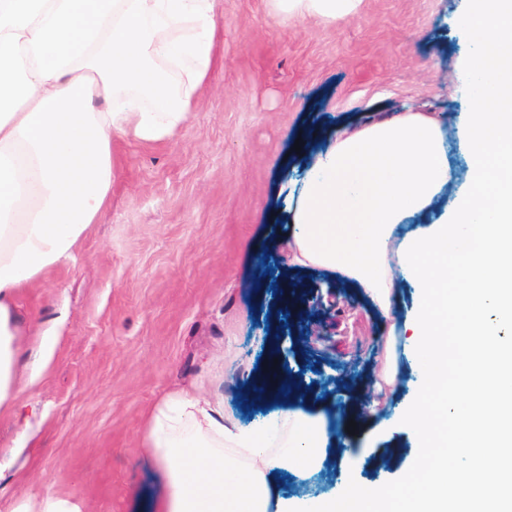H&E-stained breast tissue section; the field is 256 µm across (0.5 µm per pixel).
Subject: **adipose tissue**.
Listing matches in <instances>:
<instances>
[{
    "instance_id": "adipose-tissue-1",
    "label": "adipose tissue",
    "mask_w": 512,
    "mask_h": 512,
    "mask_svg": "<svg viewBox=\"0 0 512 512\" xmlns=\"http://www.w3.org/2000/svg\"><path fill=\"white\" fill-rule=\"evenodd\" d=\"M284 18L333 24L363 0H270ZM217 0H0V409L19 397L26 322L17 294L59 263L112 190V137L150 143L182 126L216 67ZM477 46L464 143L470 187L447 221L408 242L397 225L427 211L451 171L440 125L415 112L343 133L311 162L282 214L303 266L338 269L380 309L392 271L427 302L420 332L426 400L412 407L425 445L408 492L349 484L300 512H476L512 458V350L483 313L512 323V0H472L460 19ZM145 438L165 472L155 512H290L270 474L318 471L322 416L274 413L260 427L224 420L223 400L167 395ZM462 461L465 472L449 470Z\"/></svg>"
}]
</instances>
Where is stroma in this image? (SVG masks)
<instances>
[{
	"mask_svg": "<svg viewBox=\"0 0 512 512\" xmlns=\"http://www.w3.org/2000/svg\"><path fill=\"white\" fill-rule=\"evenodd\" d=\"M470 0H364L329 27L284 19L268 0H218L216 72L186 122L160 143L112 139V191L74 250L17 300L40 319L22 333L30 353L55 335L53 361L33 395L0 410V512L46 492L81 512H152L166 477L143 436L151 411L175 391L223 397L225 421L256 425L295 408L324 414L322 469L278 474L280 496L320 501L342 483L392 490L407 482L418 436L406 419L421 401L415 346L353 354L379 314L340 272L290 267L294 288L323 313L310 349L282 339L277 355L255 329L273 297L252 258L292 234L276 210L299 190L294 144L317 126L318 148L380 112H419L443 127L454 178L431 210L401 225L427 231L467 187L459 143L473 108L463 68L472 45L455 24ZM393 321L423 318L411 272L395 271ZM279 362L283 386L244 392L238 377ZM354 435H347L348 424Z\"/></svg>",
	"mask_w": 512,
	"mask_h": 512,
	"instance_id": "35a3bbf8",
	"label": "stroma"
}]
</instances>
